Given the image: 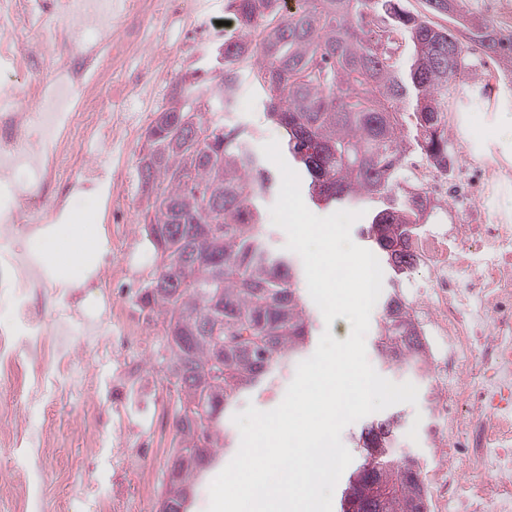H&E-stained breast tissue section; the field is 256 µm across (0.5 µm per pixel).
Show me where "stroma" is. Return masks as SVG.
Listing matches in <instances>:
<instances>
[{
    "instance_id": "obj_1",
    "label": "stroma",
    "mask_w": 512,
    "mask_h": 512,
    "mask_svg": "<svg viewBox=\"0 0 512 512\" xmlns=\"http://www.w3.org/2000/svg\"><path fill=\"white\" fill-rule=\"evenodd\" d=\"M209 2V8L202 13L179 17L172 14L169 0H145L141 19L130 22L120 36L125 40L140 33L149 37L163 60V79L146 98H114L112 87L124 85L131 71L124 59L116 58L112 61L111 85L94 90L96 98L128 124L127 138L97 147L101 161L112 164L113 197L126 200L127 206L108 210L95 191L86 190L71 196L68 221L97 227L96 252L90 265L111 279V321L115 324L136 319L139 293L156 271L153 249L137 223L142 203L137 166L145 131L156 112L167 105L173 85L209 67V49L214 44L209 31L220 28L224 39L238 33L237 26L229 22L225 0ZM475 62L476 82L484 90L473 93L471 103L463 109L470 133L468 144L461 151L462 162L470 165L485 156L512 168V81L506 76L505 64L481 54L476 55ZM238 99L234 110L225 113V125L244 130L257 151L270 140H282V129L267 120L261 96L251 84H243ZM381 316V306H374L365 340L370 364L390 381L410 382L419 390L416 404L396 407L403 418V428L393 443L394 455L415 456L427 482L448 468L455 469L464 479L476 478L480 470L475 463L464 458L448 459L429 437V429L437 422L431 375L382 365L377 350ZM101 343L103 355L80 350L74 353V370L89 379L85 392L62 400L52 409L49 419L36 413L30 416V425H45L51 448L41 473L54 494L40 500L38 512H57L58 497L76 488L87 489L93 497L108 498L110 512H157L170 451L177 442L175 394L167 388L171 374L159 361L165 351L163 328L160 322H153L147 335L117 358L111 355L110 336H102ZM131 382L161 384L159 410L145 406L139 416L128 417L126 390ZM90 407L100 415L101 427L84 425V414ZM123 437L138 443V454L150 471L153 488H144L138 471L116 463V444Z\"/></svg>"
}]
</instances>
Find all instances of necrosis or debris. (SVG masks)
<instances>
[{
    "instance_id": "necrosis-or-debris-1",
    "label": "necrosis or debris",
    "mask_w": 512,
    "mask_h": 512,
    "mask_svg": "<svg viewBox=\"0 0 512 512\" xmlns=\"http://www.w3.org/2000/svg\"><path fill=\"white\" fill-rule=\"evenodd\" d=\"M141 0H0V244L20 224L38 228L63 218V200L75 184L103 169L84 150L94 138L121 139L125 128L93 97L108 80L113 27L138 16ZM79 140L78 152L63 153ZM512 172L487 161L474 186L460 169L431 171L422 186L431 200L454 198L464 216L413 238L416 267L426 269L428 291L412 303L422 324L441 407L438 439L449 454L492 461L493 471L460 482L449 473L448 498L457 512H512V222L488 219L494 190ZM23 296L17 316L36 336H51L61 358L74 348H99L96 321L74 325L57 316L45 329L44 306H61L44 266L30 251L0 253V297ZM0 382L24 386L44 403L84 390L82 376L25 370L14 341L0 336Z\"/></svg>"
}]
</instances>
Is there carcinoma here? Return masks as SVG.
Here are the masks:
<instances>
[{
  "mask_svg": "<svg viewBox=\"0 0 512 512\" xmlns=\"http://www.w3.org/2000/svg\"><path fill=\"white\" fill-rule=\"evenodd\" d=\"M277 2L227 0L242 35L212 48H224V63L184 95L201 106L218 91L229 112L241 76H252L311 202L365 209L361 233L400 280L412 264L411 237L436 208L406 184L405 161L453 164L448 113L468 86L472 58L479 49L509 58L512 43L472 20L464 43L400 0H307L288 14ZM166 112L147 128L138 166L139 224L157 261L151 284L162 287L145 285L139 302L162 324L176 387L172 453L181 460L159 512H190L215 449L236 447L225 420L237 399L303 355L314 316L301 270L268 248L258 200L273 177L244 134L216 112ZM378 352L399 369L428 368L418 326L396 293L383 301ZM400 427L392 415L361 430L341 512L428 509L419 461L392 454Z\"/></svg>",
  "mask_w": 512,
  "mask_h": 512,
  "instance_id": "1",
  "label": "carcinoma"
}]
</instances>
